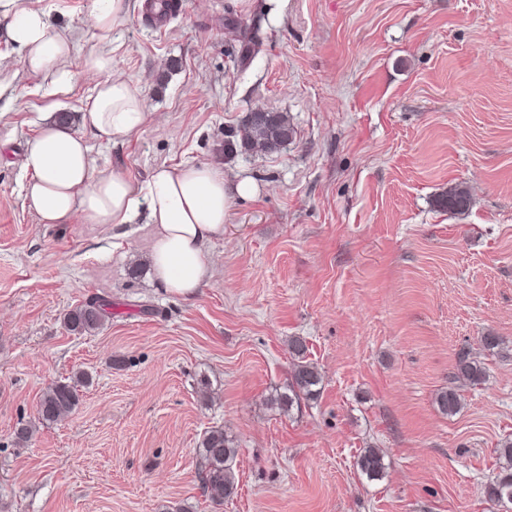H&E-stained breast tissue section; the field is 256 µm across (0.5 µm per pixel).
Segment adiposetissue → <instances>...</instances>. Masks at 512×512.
I'll list each match as a JSON object with an SVG mask.
<instances>
[{
	"mask_svg": "<svg viewBox=\"0 0 512 512\" xmlns=\"http://www.w3.org/2000/svg\"><path fill=\"white\" fill-rule=\"evenodd\" d=\"M128 17V0H90L96 44L83 62L100 81L85 102L82 122L95 136L115 143L137 133L148 119L136 88L112 70V33ZM0 38L19 49L26 70L53 85L65 83L72 44L50 10L32 7L29 0H0ZM19 164L29 177L26 196L41 223L76 219L118 229L141 219L152 225L149 259L154 281L187 298L213 275L207 247L223 237L231 200L253 192L249 181L229 183L206 164L162 165L146 181H131L98 167L84 137L51 114L41 117Z\"/></svg>",
	"mask_w": 512,
	"mask_h": 512,
	"instance_id": "1",
	"label": "adipose tissue"
}]
</instances>
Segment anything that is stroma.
Here are the masks:
<instances>
[{"instance_id": "35a3bbf8", "label": "stroma", "mask_w": 512, "mask_h": 512, "mask_svg": "<svg viewBox=\"0 0 512 512\" xmlns=\"http://www.w3.org/2000/svg\"><path fill=\"white\" fill-rule=\"evenodd\" d=\"M57 2L64 92L0 41V512H504L482 487L512 439V0H177L161 31L131 0L113 66L150 118L90 139L97 165L140 182L192 162L255 186L188 299L156 286L149 226L43 224L25 197L16 160L39 114L81 130L93 86L90 0ZM258 108L287 113L292 142L227 152ZM458 184L469 210H440ZM95 299L102 327L68 331ZM293 336L323 383L284 416L268 400ZM462 347L486 378L446 416L434 398ZM83 373L71 416L17 443L48 387ZM216 426L238 445L221 505L201 488ZM368 447L382 479L356 468ZM356 467L368 480H379L385 473L384 454L378 448H365L358 455Z\"/></svg>"}]
</instances>
